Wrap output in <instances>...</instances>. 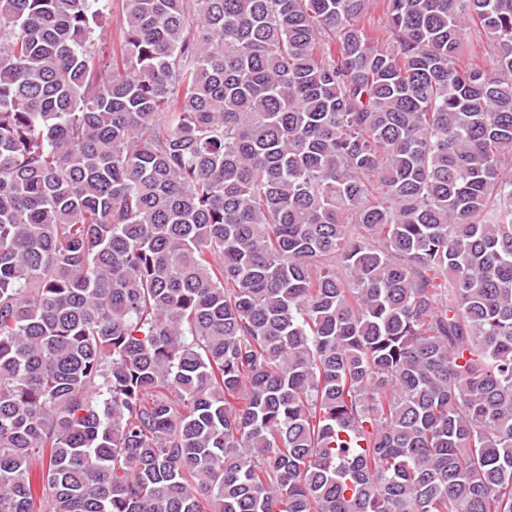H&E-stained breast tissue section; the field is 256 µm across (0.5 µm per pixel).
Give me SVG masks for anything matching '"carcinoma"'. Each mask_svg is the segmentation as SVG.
I'll use <instances>...</instances> for the list:
<instances>
[{"label":"carcinoma","mask_w":512,"mask_h":512,"mask_svg":"<svg viewBox=\"0 0 512 512\" xmlns=\"http://www.w3.org/2000/svg\"><path fill=\"white\" fill-rule=\"evenodd\" d=\"M373 3L0 0V512H512V0ZM93 9H100L106 19L105 28L97 38L98 47L109 52L112 39L115 36L119 22L122 20V0H99L93 5Z\"/></svg>","instance_id":"1"}]
</instances>
